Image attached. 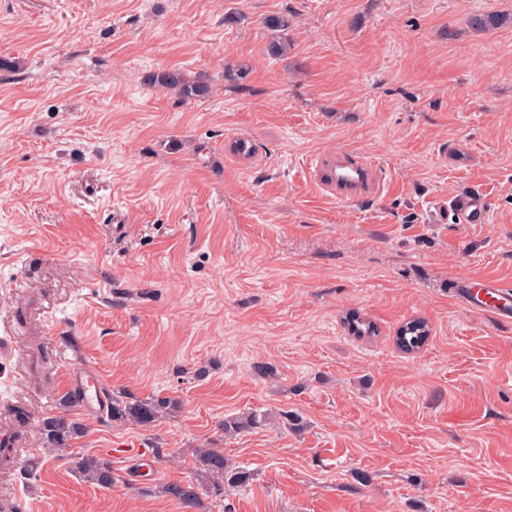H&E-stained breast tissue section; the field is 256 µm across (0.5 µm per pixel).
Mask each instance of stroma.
<instances>
[{"mask_svg": "<svg viewBox=\"0 0 512 512\" xmlns=\"http://www.w3.org/2000/svg\"><path fill=\"white\" fill-rule=\"evenodd\" d=\"M0 58V425L28 412L0 501L183 512L160 488L190 481L201 512H512V322L453 288L512 284V0H0ZM339 151L371 188L321 181ZM469 190L487 223L457 222ZM79 362L182 408L43 448ZM197 448L250 483L211 495ZM155 83L165 88H178L183 99L204 98L209 95L210 87L203 82L184 83L179 77L169 72H163L156 76ZM427 332L428 329L424 320L413 319L399 329L396 340L402 349L414 352L420 349L427 340ZM76 469L86 480L100 486L112 484V464L96 455H82L76 461Z\"/></svg>", "mask_w": 512, "mask_h": 512, "instance_id": "1", "label": "stroma"}]
</instances>
